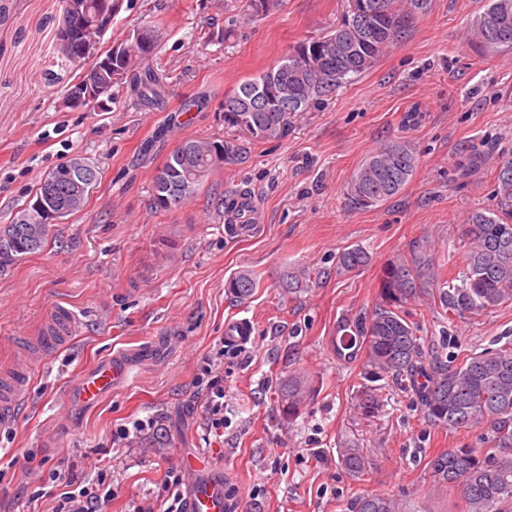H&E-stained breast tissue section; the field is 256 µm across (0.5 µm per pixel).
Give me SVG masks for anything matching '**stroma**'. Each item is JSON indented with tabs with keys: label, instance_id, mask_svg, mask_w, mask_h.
<instances>
[{
	"label": "stroma",
	"instance_id": "stroma-1",
	"mask_svg": "<svg viewBox=\"0 0 512 512\" xmlns=\"http://www.w3.org/2000/svg\"><path fill=\"white\" fill-rule=\"evenodd\" d=\"M487 0H433L431 11L374 67L305 112L290 113L280 139L258 141L224 123V98L296 46L322 38L348 0H284L253 16L249 0H123L104 43L145 21L159 32L153 56L163 74V105H141L127 87L103 103L71 109L44 83L52 58L33 39L57 0H0V227L32 201L51 169L81 156L99 172L84 207L52 226L45 246L0 266V373L29 367L26 401L0 426V512H52L66 490L49 469L89 479L106 473L116 491L105 512H162L168 468L209 452L234 512H351L365 493L395 500L402 512H462L457 490L434 485L429 462L451 448H479L484 431L451 432L426 423L414 397L381 390L384 407L361 417L357 390L369 385L363 360L340 361L330 348L338 321L380 303L381 278L414 251L430 255L443 278L463 264L461 229L475 210L496 212L494 167L512 156V53L481 56L469 42ZM235 23L234 40L207 42ZM240 144L194 197L163 211L153 176L181 141ZM416 150L405 190L372 210L344 198L357 166L385 140ZM249 193L250 229L231 231L225 203ZM363 247L371 261L337 274L336 257ZM311 273L291 294L285 274ZM246 270L258 286L232 299L228 278ZM61 306L84 326L43 359L29 342L43 336ZM403 313L427 355L444 361L512 341V302L458 318L424 294ZM249 318L243 347L224 345L227 325ZM224 347L223 436L205 425L198 377ZM122 355L127 381L93 404L80 400L86 371ZM315 391L285 420L274 386L288 371ZM154 418L128 446L116 428ZM362 449L363 479L351 478L338 449Z\"/></svg>",
	"mask_w": 512,
	"mask_h": 512
}]
</instances>
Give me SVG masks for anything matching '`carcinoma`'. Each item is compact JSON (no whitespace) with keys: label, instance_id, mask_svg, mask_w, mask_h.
<instances>
[{"label":"carcinoma","instance_id":"obj_1","mask_svg":"<svg viewBox=\"0 0 512 512\" xmlns=\"http://www.w3.org/2000/svg\"><path fill=\"white\" fill-rule=\"evenodd\" d=\"M378 4L371 22L376 31L365 42L359 28L344 25L330 34L302 43L279 64L243 82L263 106L261 111L224 112V124L246 128L251 138L275 140L287 131L288 116L281 107L297 103L304 112L369 71L381 55L406 35L416 17L429 12L432 0H374ZM85 10L71 18L75 29L87 28L111 0H82ZM146 42L137 45L112 67L98 59L88 62L80 42L64 48L59 28H54L52 54L59 71L70 75L83 69L72 81L60 80L56 71L45 73L50 84L62 83L65 98L80 106L91 103L88 93L99 82L122 85L134 79V91L150 105L162 100L163 75L153 66L157 30L143 28ZM472 45L484 54L512 50V0H489L488 6L470 23ZM192 152L184 160L174 192L156 203L162 210L178 208L190 200L211 172L230 160L236 145L186 139ZM418 159L410 141L401 138L382 144L368 155L347 182L345 199L352 209L383 205L399 195L412 179ZM494 180L500 198L499 211H473L463 225L461 242L464 265L448 286L439 285V274L423 254H415L390 265L381 279L382 303L370 315H356L338 322L331 347L340 360L351 362L362 355L368 374L383 379L403 392L413 394L423 418L451 431L486 427L485 443L495 449L484 453L476 448H450L429 462L437 485L459 488L463 512H512V343L485 347L451 366L427 359L417 328L401 312V303L419 292L438 287L441 306L450 315L479 314L512 301V157L496 162ZM51 225L8 224L0 227V263L33 253L45 244ZM367 253L356 246L336 256V271L351 273L366 266ZM258 283L253 274L240 271L225 283L228 293L238 299L252 295ZM282 287L296 293L307 287L304 270L291 271ZM313 391L312 382L292 371L275 386L277 407L291 420ZM381 400L372 389L359 395L362 414L373 417ZM343 469L353 478L364 476L365 456L358 448L339 449ZM352 512H398L395 502L377 494L355 499Z\"/></svg>","mask_w":512,"mask_h":512}]
</instances>
